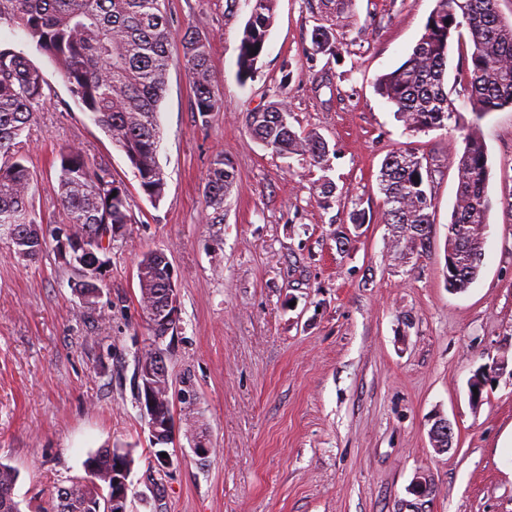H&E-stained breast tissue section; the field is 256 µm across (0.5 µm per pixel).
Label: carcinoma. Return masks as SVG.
<instances>
[{
	"mask_svg": "<svg viewBox=\"0 0 512 512\" xmlns=\"http://www.w3.org/2000/svg\"><path fill=\"white\" fill-rule=\"evenodd\" d=\"M12 18L23 28L68 85L75 102L100 126L137 174L140 188L154 204L165 191V174L158 162V110L172 63L169 47L176 30L160 0H7ZM250 16L238 54L242 80L257 70L272 23L275 0H248ZM351 0H321L328 25L312 33L314 51L336 54L338 31ZM498 0H436L424 32L408 57L383 74L375 90L395 108L412 134L460 123V112L447 91L448 51L453 38L468 39L472 51L458 72L474 119L466 126L465 147L454 154L458 185L448 222L446 277L448 287L466 290L478 277L484 257V229L492 207L488 194L491 167L478 121L490 112L512 108V20L503 18ZM182 62L197 112L205 118L221 108L210 69V41L191 28L180 39ZM43 77L21 53L0 46V154L13 153L16 140L43 105ZM288 103L278 100L247 113L252 135L279 154L308 157L328 168V144L316 132L297 135L288 122ZM58 199L67 215L69 233L64 253L79 274L76 291L82 313L96 309L100 288L97 273L103 244L131 223L127 194L103 164L89 162L76 147L59 153ZM234 182L233 167L216 158L204 186L205 222L224 223V196ZM432 172L423 159L405 148L389 155L379 176L384 194L385 223L406 241L409 254L431 244L430 192ZM32 179L23 157L0 166V228L24 260L36 259L46 248L47 235L33 208ZM140 305L150 336L161 334L154 310L166 300L160 257L151 251L138 264ZM87 477L57 490L52 512H112V449L84 462ZM17 472L0 462V512H21L14 500Z\"/></svg>",
	"mask_w": 512,
	"mask_h": 512,
	"instance_id": "obj_1",
	"label": "carcinoma"
}]
</instances>
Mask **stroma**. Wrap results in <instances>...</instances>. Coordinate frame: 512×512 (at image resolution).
<instances>
[{
    "label": "stroma",
    "mask_w": 512,
    "mask_h": 512,
    "mask_svg": "<svg viewBox=\"0 0 512 512\" xmlns=\"http://www.w3.org/2000/svg\"><path fill=\"white\" fill-rule=\"evenodd\" d=\"M435 0H351L339 56L313 51L320 0H277L258 70L237 73L246 0H163L176 29L209 38L222 100L201 119L180 42L160 105L165 196L152 204L122 152L77 106L47 57L9 17L0 44L43 76L44 105L19 138L47 228L66 222L59 152L105 163L128 195L131 222L100 270L95 312L81 313L74 273L56 241L22 260L0 239V462L19 474L22 512L85 475L97 450L131 449L129 512H512V377L472 402L482 365L512 368V108L479 123L492 199L481 274L448 291L445 241L457 189L448 162L455 128L409 135L375 91L421 37ZM287 99L297 135L330 149L321 169L257 141L248 112ZM412 148L434 171L429 250L404 260L384 222L378 175ZM235 170L224 221L204 220L203 188L216 157ZM336 185L324 201L322 179ZM366 214L357 226L350 216ZM164 252L179 298L163 347L172 384L173 464L153 467L134 375L148 342L137 267ZM454 429L437 450L432 416ZM205 436L211 451L193 446ZM432 488L410 494L415 477Z\"/></svg>",
    "instance_id": "35a3bbf8"
}]
</instances>
